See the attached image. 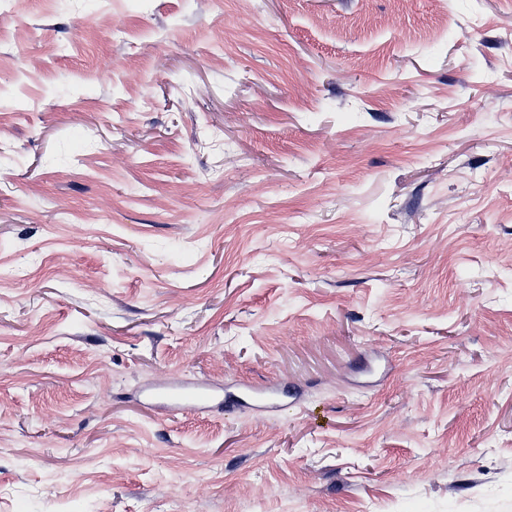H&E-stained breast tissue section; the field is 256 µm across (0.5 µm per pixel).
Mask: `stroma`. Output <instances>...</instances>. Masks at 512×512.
<instances>
[{"instance_id": "stroma-1", "label": "stroma", "mask_w": 512, "mask_h": 512, "mask_svg": "<svg viewBox=\"0 0 512 512\" xmlns=\"http://www.w3.org/2000/svg\"><path fill=\"white\" fill-rule=\"evenodd\" d=\"M0 512H512V0H0Z\"/></svg>"}]
</instances>
